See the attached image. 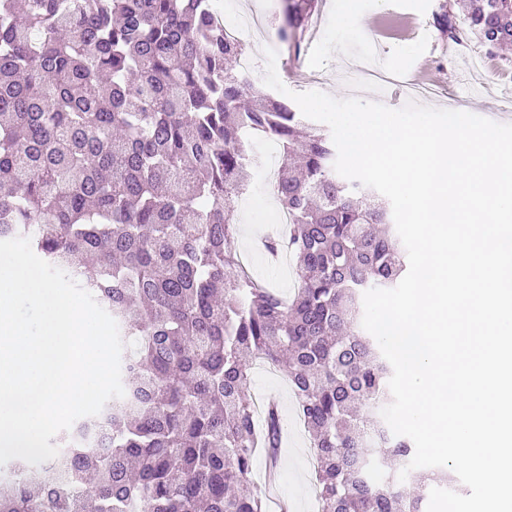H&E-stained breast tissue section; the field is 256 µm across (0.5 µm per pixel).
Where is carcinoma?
<instances>
[{
	"mask_svg": "<svg viewBox=\"0 0 512 512\" xmlns=\"http://www.w3.org/2000/svg\"><path fill=\"white\" fill-rule=\"evenodd\" d=\"M317 0H284L278 37L300 52ZM467 30L512 47V0H467ZM434 26L460 37L455 6ZM246 43L211 0H0V240L27 236L117 322L125 396L76 421L36 468L0 467V512H267L245 489L277 459L282 417L258 425L250 360L288 377L318 462L320 512H425L401 489L411 445L380 415L392 367L362 328L363 293L405 265L375 190L336 178V149L239 67ZM280 142L272 190L292 223L266 238L297 259L285 299L233 242L258 166Z\"/></svg>",
	"mask_w": 512,
	"mask_h": 512,
	"instance_id": "cac0c4a2",
	"label": "carcinoma"
}]
</instances>
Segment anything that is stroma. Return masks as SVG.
<instances>
[{
    "instance_id": "1",
    "label": "stroma",
    "mask_w": 512,
    "mask_h": 512,
    "mask_svg": "<svg viewBox=\"0 0 512 512\" xmlns=\"http://www.w3.org/2000/svg\"><path fill=\"white\" fill-rule=\"evenodd\" d=\"M444 0H318L301 50L282 44L276 34L282 0H224L229 15L255 14L262 25L248 40L257 68L256 92H263L266 60L264 48L277 53V72L282 83L296 92L322 91L332 97H357L391 108L407 98L405 82L420 74L431 89L423 105L467 111L498 123H512V51L488 54L472 35L451 41L440 36L433 24ZM414 14L417 29L402 38L383 33L384 20ZM376 68L391 74L393 83L377 85L364 80L345 81L344 71L357 73ZM251 201L241 207L235 248L248 260L254 275L284 296H291L297 282L294 270L271 263L258 240L274 232L272 216L278 205L260 171L250 179ZM250 391L257 400L275 398L282 415L284 443L280 450L276 495L292 512H317L318 487L310 465L313 454L303 425L296 419L293 393L287 378L275 369L250 370Z\"/></svg>"
}]
</instances>
